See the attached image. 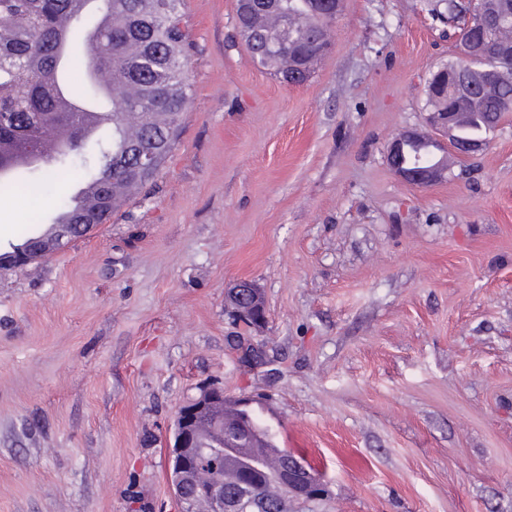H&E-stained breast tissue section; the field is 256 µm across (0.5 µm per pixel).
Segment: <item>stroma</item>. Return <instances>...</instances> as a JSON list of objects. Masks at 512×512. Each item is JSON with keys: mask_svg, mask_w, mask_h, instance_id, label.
<instances>
[{"mask_svg": "<svg viewBox=\"0 0 512 512\" xmlns=\"http://www.w3.org/2000/svg\"><path fill=\"white\" fill-rule=\"evenodd\" d=\"M428 3L344 0L287 87L253 64L236 0H185L192 103L155 185L0 270V512H180L160 442L213 383L263 395L321 474L327 494L288 512H512V112L433 186L386 160L454 57ZM50 206L0 196V243ZM244 279L262 326L226 309Z\"/></svg>", "mask_w": 512, "mask_h": 512, "instance_id": "obj_1", "label": "stroma"}]
</instances>
